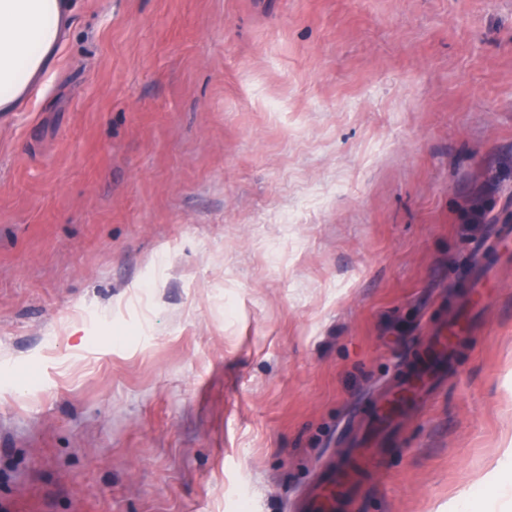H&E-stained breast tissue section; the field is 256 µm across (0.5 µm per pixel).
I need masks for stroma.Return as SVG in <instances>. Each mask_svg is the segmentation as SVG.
Masks as SVG:
<instances>
[{
  "label": "stroma",
  "mask_w": 512,
  "mask_h": 512,
  "mask_svg": "<svg viewBox=\"0 0 512 512\" xmlns=\"http://www.w3.org/2000/svg\"><path fill=\"white\" fill-rule=\"evenodd\" d=\"M0 112V512H294L512 224V0H71ZM349 512H512V261Z\"/></svg>",
  "instance_id": "1"
}]
</instances>
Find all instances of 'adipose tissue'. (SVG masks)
I'll list each match as a JSON object with an SVG mask.
<instances>
[{
    "instance_id": "adipose-tissue-1",
    "label": "adipose tissue",
    "mask_w": 512,
    "mask_h": 512,
    "mask_svg": "<svg viewBox=\"0 0 512 512\" xmlns=\"http://www.w3.org/2000/svg\"><path fill=\"white\" fill-rule=\"evenodd\" d=\"M70 14L69 0H0V112L51 74Z\"/></svg>"
}]
</instances>
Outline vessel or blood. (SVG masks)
Returning a JSON list of instances; mask_svg holds the SVG:
<instances>
[{
	"label": "vessel or blood",
	"mask_w": 512,
	"mask_h": 512,
	"mask_svg": "<svg viewBox=\"0 0 512 512\" xmlns=\"http://www.w3.org/2000/svg\"><path fill=\"white\" fill-rule=\"evenodd\" d=\"M511 252L512 226L504 224L484 243L481 259L470 271L467 291L453 303L443 326L432 329L424 350L390 381L382 399L366 406L359 433L324 469L298 512H345L367 472L392 446L404 415L427 402L455 366L476 327L474 313L481 308L482 287L495 274L496 260Z\"/></svg>",
	"instance_id": "obj_1"
}]
</instances>
